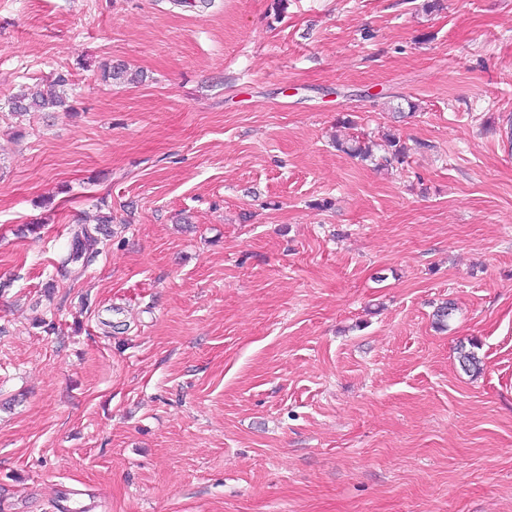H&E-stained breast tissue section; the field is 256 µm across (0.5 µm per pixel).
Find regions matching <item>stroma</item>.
I'll return each instance as SVG.
<instances>
[{
    "instance_id": "stroma-1",
    "label": "stroma",
    "mask_w": 512,
    "mask_h": 512,
    "mask_svg": "<svg viewBox=\"0 0 512 512\" xmlns=\"http://www.w3.org/2000/svg\"><path fill=\"white\" fill-rule=\"evenodd\" d=\"M422 2L0 0V512H512V0ZM50 83L51 86L59 88V92L44 94L38 89V85L22 86L7 101L9 114L19 120L32 112H72L73 107L68 104L65 92L72 85L68 74L57 72ZM390 150L387 155L376 156L372 145L359 136L350 135L348 138L337 139V150L350 155L351 157L358 158L361 162H369L373 164L377 170L393 168L395 164H403L407 157V146L401 144L400 139L392 134L388 138ZM101 227L89 225H81L75 235L74 244L69 253L61 259V267L66 268L70 264H76L79 262H85L88 260L86 254L91 256L92 254L98 253L97 246L101 243L98 238Z\"/></svg>"
}]
</instances>
